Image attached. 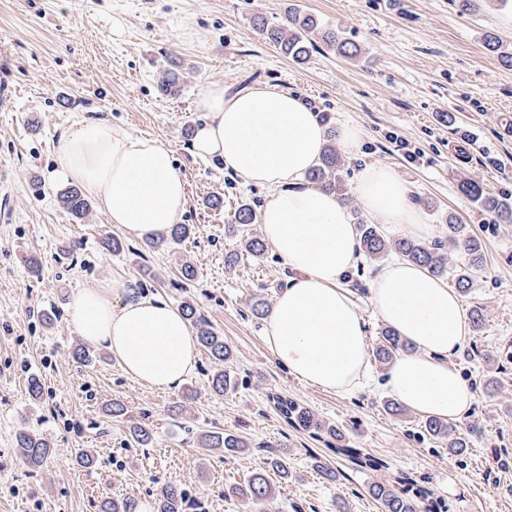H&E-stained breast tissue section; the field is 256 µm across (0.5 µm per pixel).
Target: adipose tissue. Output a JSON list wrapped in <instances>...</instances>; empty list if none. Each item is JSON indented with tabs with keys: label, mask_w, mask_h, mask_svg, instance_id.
<instances>
[{
	"label": "adipose tissue",
	"mask_w": 512,
	"mask_h": 512,
	"mask_svg": "<svg viewBox=\"0 0 512 512\" xmlns=\"http://www.w3.org/2000/svg\"><path fill=\"white\" fill-rule=\"evenodd\" d=\"M195 105L207 117L195 132L192 154L220 160L246 184L268 190L259 214L263 235L294 272L267 318L268 352L309 385L342 397L364 388L370 377L366 323L343 286L358 263L356 226L334 194L300 185L319 161L323 127L298 97L277 86L229 95L223 85L211 84ZM55 154L53 180L80 187L122 231L159 238L181 220L187 184L163 141L98 119L64 131ZM354 186L366 213L392 231L431 235L409 187L390 166L364 167ZM369 300L413 346L386 374L391 396L417 413L463 420L476 394L448 365L470 338L459 296L425 269L393 261L374 278ZM70 318L138 383L171 391L196 368L198 343L180 311L136 294L120 279L81 284Z\"/></svg>",
	"instance_id": "obj_1"
}]
</instances>
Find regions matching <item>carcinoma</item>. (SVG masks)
Segmentation results:
<instances>
[{"label": "carcinoma", "instance_id": "carcinoma-1", "mask_svg": "<svg viewBox=\"0 0 512 512\" xmlns=\"http://www.w3.org/2000/svg\"><path fill=\"white\" fill-rule=\"evenodd\" d=\"M253 24L258 33L269 44L284 55L297 62L307 61L316 48L317 41H322L328 48L338 54L356 58L360 55L358 47L345 38L336 29H326L311 14L294 6L285 12L279 21L270 22L264 16L257 15ZM341 162L336 154L335 145L327 142L322 148L319 162L306 175L308 182L321 189L336 193L339 200H346V189L340 177ZM461 190L466 197L481 203L485 210L497 215L500 219L512 223V208L484 192L483 187L475 180L465 179L461 182ZM63 207L75 218L82 219L89 212V201L76 188H67L60 194ZM192 232L189 224H175L167 235L158 240H149L146 245L152 249L170 248L180 244ZM242 250L255 258H263L267 246L258 236H249L241 241ZM359 250L369 258H380L389 251L399 253L407 261L425 268L429 273L448 277L451 284L460 292L472 288L477 275L483 269V252L480 240L471 229L460 222L456 216H448V245L435 244L428 246L412 239L391 241L384 237L375 224H363L360 228ZM182 311L190 324L197 331L199 343L218 365L224 364L232 356L231 348L224 343V337L203 321L194 304L185 301ZM410 350V345L390 327L382 329L374 356L382 364L390 363L397 354ZM211 391L219 396L235 388L232 376L221 368L214 371L209 380ZM269 400L280 416L289 424L313 435L328 433L340 441L344 435L335 428L324 425L306 406L296 400L280 394H272ZM132 438L142 446H147L153 438L152 428L145 422L128 419ZM426 432L435 438L448 441V453L461 455L467 449L466 439L456 428L438 418L425 421ZM17 449L22 461L32 470L42 468L51 455V443L48 437L32 429H21L15 435ZM199 447L224 448L239 451L247 447V443L232 433L207 431L200 434ZM344 454L355 468L377 470L385 466V462L365 455L358 448H345ZM269 469H261L253 473L242 484L228 487L224 494L246 502L249 507L258 510L275 492L274 477L288 481L291 472L288 458L276 456L268 462ZM398 483L406 488L398 489L392 484L373 483L369 494L377 500L383 512H421L419 503L408 492L414 490L417 496L424 497L426 492L414 489L408 478L398 479ZM186 493L182 487L174 483H162L154 493L155 512H185ZM100 512H136V502L132 499L104 500Z\"/></svg>", "mask_w": 512, "mask_h": 512}]
</instances>
